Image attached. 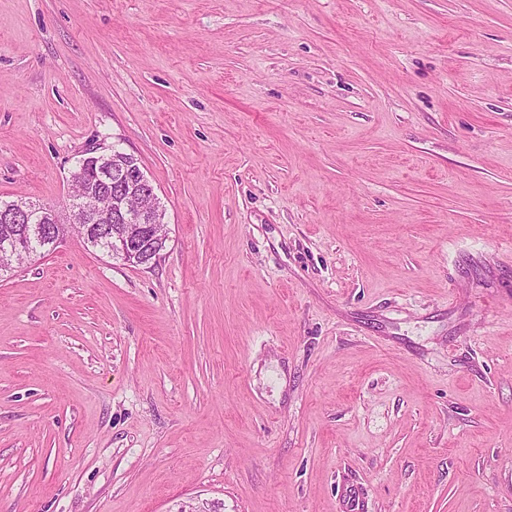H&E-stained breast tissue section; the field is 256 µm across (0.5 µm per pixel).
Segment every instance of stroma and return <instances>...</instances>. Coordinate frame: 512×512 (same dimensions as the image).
Segmentation results:
<instances>
[{"label":"stroma","mask_w":512,"mask_h":512,"mask_svg":"<svg viewBox=\"0 0 512 512\" xmlns=\"http://www.w3.org/2000/svg\"><path fill=\"white\" fill-rule=\"evenodd\" d=\"M112 147L166 246L0 276V512H512V0H0V199Z\"/></svg>","instance_id":"1"}]
</instances>
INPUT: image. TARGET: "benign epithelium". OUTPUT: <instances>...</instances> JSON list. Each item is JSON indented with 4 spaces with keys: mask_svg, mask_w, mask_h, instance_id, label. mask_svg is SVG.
<instances>
[{
    "mask_svg": "<svg viewBox=\"0 0 512 512\" xmlns=\"http://www.w3.org/2000/svg\"><path fill=\"white\" fill-rule=\"evenodd\" d=\"M70 223L97 226L98 238L112 243V251L132 265H147L159 253H147L148 243L166 241V212L155 187L140 169L112 171L109 154L91 156L71 172ZM0 216L23 224L29 245L48 238L57 247L63 238L56 216L48 208L22 199L0 203Z\"/></svg>",
    "mask_w": 512,
    "mask_h": 512,
    "instance_id": "benign-epithelium-1",
    "label": "benign epithelium"
}]
</instances>
